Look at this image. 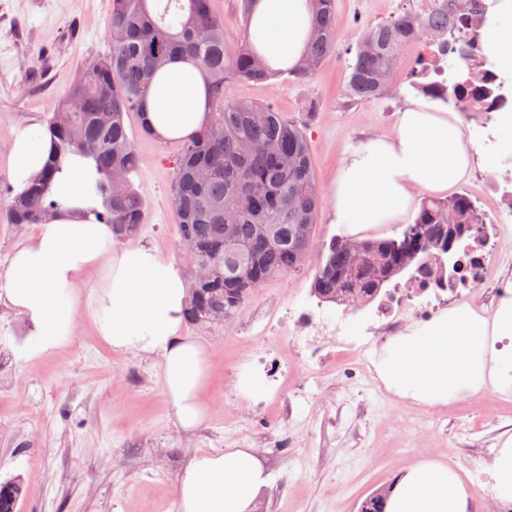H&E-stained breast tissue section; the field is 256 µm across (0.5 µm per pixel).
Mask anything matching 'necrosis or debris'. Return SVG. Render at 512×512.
Listing matches in <instances>:
<instances>
[{
    "instance_id": "1",
    "label": "necrosis or debris",
    "mask_w": 512,
    "mask_h": 512,
    "mask_svg": "<svg viewBox=\"0 0 512 512\" xmlns=\"http://www.w3.org/2000/svg\"><path fill=\"white\" fill-rule=\"evenodd\" d=\"M418 14L429 17L435 35L425 52L429 58L430 83L444 82L442 45L450 35H461L465 24L450 10L435 9L425 0ZM482 193L492 206L483 214L484 231L463 239L448 256L442 275H431L427 262L409 268L404 280L383 289L372 313L362 323L360 335H352L345 319L331 320L312 310L294 306L271 316L266 333L280 342L286 353L279 359L281 372H288L296 360L308 359L317 366L337 361L360 360L370 364L383 339L408 333L448 311L472 306L476 286H486L484 315H491L500 291L490 288L502 243L512 240V162L482 181Z\"/></svg>"
}]
</instances>
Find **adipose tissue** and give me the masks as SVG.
I'll list each match as a JSON object with an SVG mask.
<instances>
[{
    "mask_svg": "<svg viewBox=\"0 0 512 512\" xmlns=\"http://www.w3.org/2000/svg\"><path fill=\"white\" fill-rule=\"evenodd\" d=\"M501 24L488 25L483 48L498 73L512 78V0H501ZM307 0H256L250 29L272 63L293 62L308 26ZM205 106L204 77L187 60L170 63L147 100L160 140L199 129ZM49 140L40 123L16 134L15 181L38 171ZM512 153V123L500 149L481 154L465 139L455 113L413 99L391 135L369 137L346 150L329 190L338 230L364 237L405 221L416 198L445 194L467 176L474 161L495 170ZM91 268L101 278L83 294L81 277ZM89 305L99 337L113 350L159 356L172 415L183 429L207 415L209 359L199 342L183 336L186 283L180 267L148 246L117 247L112 227L68 216L40 225L14 247L0 273V307L20 316L26 333L12 343L20 365L54 354L75 338L82 305ZM387 390L418 404L446 405L485 388L512 387V295L492 317L462 308L394 338L376 364ZM270 475L250 448L195 456L176 486L178 512H251ZM473 494L447 463L426 460L404 469L392 484L385 512H471Z\"/></svg>",
    "mask_w": 512,
    "mask_h": 512,
    "instance_id": "ef3b65f1",
    "label": "adipose tissue"
}]
</instances>
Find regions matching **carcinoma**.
Returning a JSON list of instances; mask_svg holds the SVG:
<instances>
[{
    "label": "carcinoma",
    "mask_w": 512,
    "mask_h": 512,
    "mask_svg": "<svg viewBox=\"0 0 512 512\" xmlns=\"http://www.w3.org/2000/svg\"><path fill=\"white\" fill-rule=\"evenodd\" d=\"M254 2L240 0L243 38L229 46L224 19L213 14L211 0H111L109 50L68 86L60 109L45 119L49 157L21 190L9 188L8 223L46 224L59 217L62 207L53 184L64 163L79 156L94 163L96 205L69 213L112 225L118 243L133 238L144 224L146 199L131 180L138 155L125 115H141L140 132L156 136L147 116L150 89L164 66L184 59L204 74L206 112L199 130L179 139L171 185L180 242L192 264L207 265L203 276L192 271L188 322L207 324L216 311L230 319L269 278L299 269L314 243L320 205L305 128L269 105L225 98L224 84L311 78L336 50V0H310L304 54L286 69L272 68L249 37ZM481 28L473 25L463 47L448 53V84L439 94L426 88L422 56L410 65L408 86L430 101L453 100L458 109L477 99V54L471 48L482 47ZM430 35L425 19L410 10L360 31L353 61L346 65L347 97L358 102L380 98L404 63V45ZM476 211L465 193L426 199L401 236L362 241L371 250L367 258L351 250L352 238H332L317 264L311 294L321 303L367 305L421 257L447 255L479 223ZM450 224L462 230L450 236ZM415 225L420 231L412 235ZM23 490L19 477L0 482V512H16ZM385 501L386 495L376 491L359 512H384Z\"/></svg>",
    "instance_id": "carcinoma-1"
}]
</instances>
